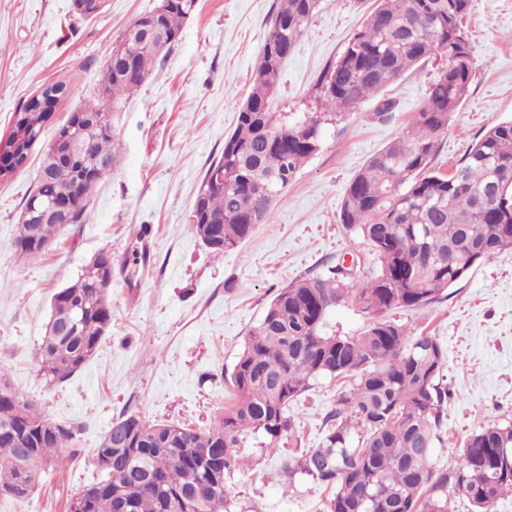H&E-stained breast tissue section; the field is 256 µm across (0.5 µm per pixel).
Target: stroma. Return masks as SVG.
<instances>
[{
    "instance_id": "stroma-1",
    "label": "stroma",
    "mask_w": 512,
    "mask_h": 512,
    "mask_svg": "<svg viewBox=\"0 0 512 512\" xmlns=\"http://www.w3.org/2000/svg\"><path fill=\"white\" fill-rule=\"evenodd\" d=\"M158 0H107L85 20L72 0H0V138L13 114L43 85L66 95L27 164L0 179V368L51 421L73 425L79 457L46 475L28 497L0 496V512H64L92 484L95 450L119 416L209 428L231 404L230 376L249 329L280 288L345 262L364 282L379 262L346 234L340 205L354 175L422 108L442 61L431 56L387 87L390 119L376 98L325 124L319 151L300 169L237 249L216 256L188 222L209 164L237 122L255 75L277 0H198L181 39L114 114L116 162L95 188L81 223L65 225L49 249L19 258L13 247L26 197L58 125L97 99L116 40ZM373 0H322L282 66L277 112L314 110L318 80L342 54ZM463 27L472 47L470 92L452 116L433 161L450 173L490 127L512 120V0H471ZM112 255V322L83 369L47 385L38 352L55 292L74 282L98 254ZM387 319L411 335L436 337L447 353L451 398L444 445L432 465H457L466 437L493 420H512V249L474 266L447 295ZM339 395L318 378L293 401L290 434L277 450L249 438L248 463L227 481L233 512H324L331 493L310 478H287L285 461L317 447L323 418Z\"/></svg>"
}]
</instances>
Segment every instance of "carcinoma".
<instances>
[{"label": "carcinoma", "instance_id": "cac0c4a2", "mask_svg": "<svg viewBox=\"0 0 512 512\" xmlns=\"http://www.w3.org/2000/svg\"><path fill=\"white\" fill-rule=\"evenodd\" d=\"M342 55L322 74V111L295 115L272 110L282 63L296 46L320 0H279L238 122L224 138V153L207 168L199 187L221 243L236 249L256 225L268 221L276 199L303 164L318 152L322 124L356 111L430 55L444 58L426 101L405 131L354 176L345 191L339 223L371 248L380 262L369 283L341 268L280 289L247 334L234 367V404L205 431L174 423H147L130 415L112 421L96 449L102 473L94 495L76 494L68 512H231L226 479L240 465V450L261 433L274 448L292 429L290 403L320 376L343 384L324 420L318 447L284 464L332 490L326 512H454L463 496L473 512H492L512 492V421H492L465 440L462 460L436 470L434 449L450 392L444 384L447 355L434 336H412L384 318L393 308L418 309L440 299L476 264L512 248V120L490 127L453 172L432 168L440 137L466 100L472 81L471 46L461 20L471 0H376ZM196 0H170L168 10L131 24L112 50L99 89L108 98L142 85L153 64L179 40ZM65 93L51 83L14 113L4 152L23 162L40 141ZM100 115L101 129L86 134V158H115L112 113L91 102L71 113L55 137L78 132L76 114ZM44 150L45 177L25 200H73L69 223L81 222L96 182L83 181L74 165ZM224 181L214 182V173ZM54 223H20L13 241L21 257L43 252L60 231ZM112 265L100 253L71 285L53 295L51 316L39 347L40 371L61 383L93 356L112 320L108 289L98 287ZM351 301L369 322L355 336L327 334L325 319ZM74 332L59 334L75 309ZM74 428L51 422L0 373V495L24 498L43 474L80 449ZM223 454V482L213 485L199 449Z\"/></svg>", "mask_w": 512, "mask_h": 512}]
</instances>
